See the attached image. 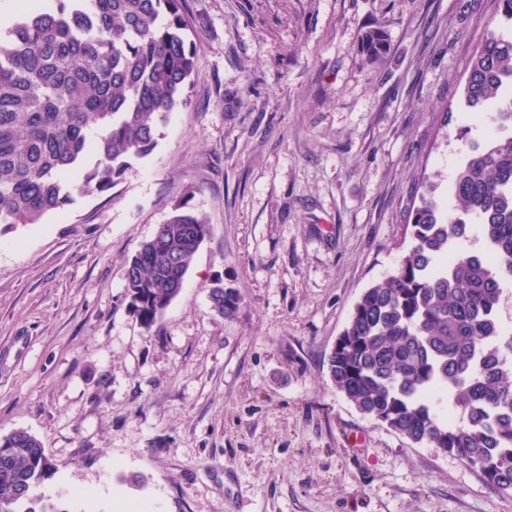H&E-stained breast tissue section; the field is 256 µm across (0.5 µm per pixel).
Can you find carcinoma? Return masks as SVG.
I'll list each match as a JSON object with an SVG mask.
<instances>
[{"instance_id": "cac0c4a2", "label": "carcinoma", "mask_w": 512, "mask_h": 512, "mask_svg": "<svg viewBox=\"0 0 512 512\" xmlns=\"http://www.w3.org/2000/svg\"><path fill=\"white\" fill-rule=\"evenodd\" d=\"M369 60L387 50L364 33ZM199 43L184 0H44L0 40V225L40 224L74 195L109 196L188 105ZM512 35H488L471 59L465 107L499 127L512 119ZM449 213L424 197L412 245L369 288L328 358L331 384L361 414L413 444L431 443L512 496V332L497 318L512 279V134L474 149L448 188ZM482 259L460 254L472 226ZM205 216L177 204L125 271L132 315L149 331L181 293L209 236ZM212 308L238 314L237 289L215 285ZM460 408L457 426L437 406ZM55 464L24 429L0 434V512H36L33 489Z\"/></svg>"}]
</instances>
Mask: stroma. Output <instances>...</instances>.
I'll list each match as a JSON object with an SVG mask.
<instances>
[{"label": "stroma", "mask_w": 512, "mask_h": 512, "mask_svg": "<svg viewBox=\"0 0 512 512\" xmlns=\"http://www.w3.org/2000/svg\"><path fill=\"white\" fill-rule=\"evenodd\" d=\"M189 105L111 196L0 227V434L41 439L58 512H512L454 454L336 391L328 355L395 271L421 194L492 127L462 108L494 0H185ZM383 27L388 53L360 51ZM210 234L152 330L125 270L172 206ZM237 288L215 312V281ZM209 298L212 308L226 318H232L240 311L242 299L236 288L217 284L210 288Z\"/></svg>", "instance_id": "1"}]
</instances>
